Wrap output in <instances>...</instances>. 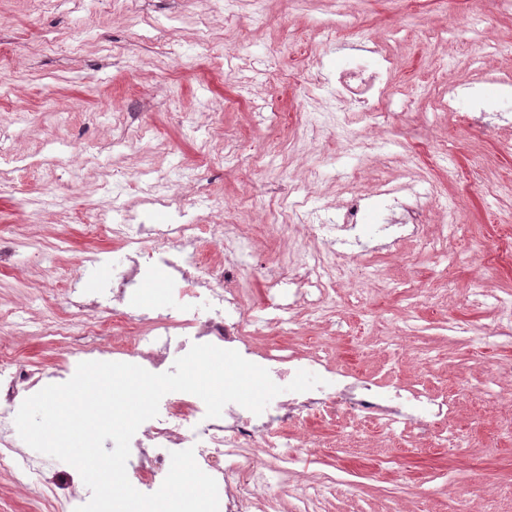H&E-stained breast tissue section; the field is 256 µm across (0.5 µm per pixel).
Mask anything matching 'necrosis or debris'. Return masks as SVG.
<instances>
[{"mask_svg":"<svg viewBox=\"0 0 512 512\" xmlns=\"http://www.w3.org/2000/svg\"><path fill=\"white\" fill-rule=\"evenodd\" d=\"M388 72L386 59L371 65L365 58H358L337 74L336 94L370 114H378L381 87ZM147 201L168 212L167 222L145 227L148 238L161 243H192L205 235L225 252L239 249L234 225L201 224L194 212L179 207L165 180L156 181ZM159 258L158 251L142 246L140 240H131L127 269L100 280V293L123 301L141 266ZM343 268V257L330 247L315 253L288 250L269 271L266 304L279 309L275 288L282 274L287 273L297 284L290 306L298 316L312 310L327 311L336 304L334 274ZM247 295L235 266L219 267L197 255L188 257L184 265L176 267L159 313L139 324H128V338L122 346L112 348V359L120 362L132 355L150 372H164L176 333L251 353L253 332ZM203 300L215 302L214 313H200L198 304ZM72 306L80 312V319L71 323L45 320L39 330L43 335L64 339L81 334L85 339L84 355H95L98 348L94 338L108 335L111 326L98 315L88 313L84 301H73ZM260 360L271 377L286 388L285 394L273 398L261 414L230 403L220 417L209 418L205 406L193 394L164 396L161 412L130 443L126 471L138 491L150 494L159 489L170 469L172 452L186 447L185 430L189 427L195 430L194 453L199 467L216 480L224 493V512H248L258 500L273 505L284 490L304 504L305 512H316L324 483L312 482L294 471L298 462L312 463L316 443L308 437L292 443L284 434L285 429L311 420L330 425L345 416L356 433L371 425L392 435L416 432L436 444H456L455 432L441 425L452 409L455 393L437 395L402 385L396 379L379 382L332 368L324 346L300 357L292 349L273 344L261 352ZM300 370L320 374L323 385L305 392L288 391V384ZM43 375V366L22 361L0 348V467L33 476V483L24 485L23 490L35 504L36 512H74L83 496L77 492L59 496L50 480L57 470V459L21 451L14 436L21 396L37 386Z\"/></svg>","mask_w":512,"mask_h":512,"instance_id":"4bbe7bcc","label":"necrosis or debris"}]
</instances>
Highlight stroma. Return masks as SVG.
Returning a JSON list of instances; mask_svg holds the SVG:
<instances>
[{
    "label": "stroma",
    "mask_w": 512,
    "mask_h": 512,
    "mask_svg": "<svg viewBox=\"0 0 512 512\" xmlns=\"http://www.w3.org/2000/svg\"><path fill=\"white\" fill-rule=\"evenodd\" d=\"M383 44L395 68L382 94L389 122L332 103L336 72L360 47ZM512 77V15L497 0H241L225 21L209 0H0V144L26 156L28 167L0 187V240L14 256L0 263L5 329L28 323L14 348L46 366L44 384H61L60 358L84 356L47 341L39 320L72 318L77 292L47 269L75 272L97 256L104 270L124 258L109 225H88L92 209L117 202L141 211L137 170L153 163L177 180L192 173L188 197L206 222L242 224L250 248L237 257L256 318H264L265 274L283 245L318 244L270 226L296 208L332 224L352 199L369 213L418 209L421 234L393 250L381 242L351 249L336 280L337 306L304 322L283 341L298 352L318 342L334 365L364 376L399 364L408 383L466 393L452 421L457 445L435 448L388 437L383 447L337 445L339 429L315 422V474L340 479L322 512H512L511 410L484 396L512 380V337L481 346L467 329L494 320L492 304L472 289L512 293V120L460 121L465 99L449 104V88L473 80L498 99ZM310 112L335 109L350 137L291 120L299 102ZM123 112L138 135L111 149ZM366 143L360 151L358 143ZM53 191L64 211L36 221L30 199ZM458 223L441 238L442 225ZM384 284L367 299L350 290L365 280L364 255ZM163 268L147 271L117 321L150 314L166 288ZM403 332L408 354L392 360L380 336ZM455 480L461 497L449 505L440 489Z\"/></svg>",
    "instance_id": "obj_1"
}]
</instances>
